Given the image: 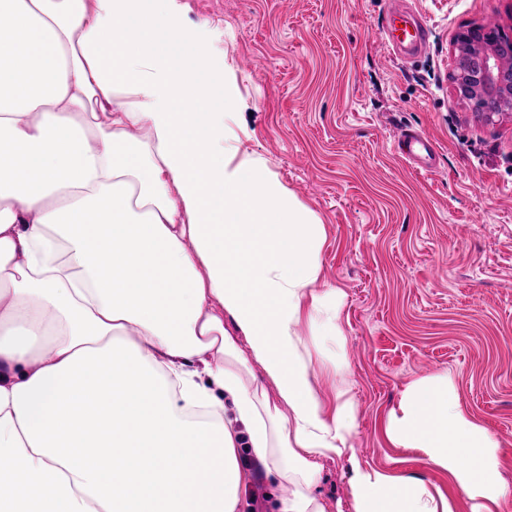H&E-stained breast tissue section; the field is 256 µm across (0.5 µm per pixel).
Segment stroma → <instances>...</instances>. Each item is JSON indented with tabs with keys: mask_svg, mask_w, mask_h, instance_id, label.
Segmentation results:
<instances>
[{
	"mask_svg": "<svg viewBox=\"0 0 512 512\" xmlns=\"http://www.w3.org/2000/svg\"><path fill=\"white\" fill-rule=\"evenodd\" d=\"M177 3L235 89L229 151L264 159L325 228L362 461L447 485L383 432L405 387L445 369L512 484V112H474L450 80L455 32L512 37V0H410L430 30L413 63L385 42L393 0ZM405 128L436 145L431 172L396 152Z\"/></svg>",
	"mask_w": 512,
	"mask_h": 512,
	"instance_id": "obj_1",
	"label": "stroma"
}]
</instances>
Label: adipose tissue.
Wrapping results in <instances>:
<instances>
[{
	"mask_svg": "<svg viewBox=\"0 0 512 512\" xmlns=\"http://www.w3.org/2000/svg\"><path fill=\"white\" fill-rule=\"evenodd\" d=\"M147 2L0 0V512H241L246 453L289 487L278 512H327L334 460L337 512H512L447 371L384 435L453 493L362 462L348 366L323 358L344 342L324 226L262 158L226 157L212 87L233 86ZM343 463L329 461L326 463L322 491L330 504V511L336 512V501L345 498V482L342 479Z\"/></svg>",
	"mask_w": 512,
	"mask_h": 512,
	"instance_id": "ef3b65f1",
	"label": "adipose tissue"
}]
</instances>
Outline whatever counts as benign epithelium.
I'll return each mask as SVG.
<instances>
[{"mask_svg":"<svg viewBox=\"0 0 512 512\" xmlns=\"http://www.w3.org/2000/svg\"><path fill=\"white\" fill-rule=\"evenodd\" d=\"M469 46L480 57L479 66L467 74L464 82L454 84L457 99L468 93L512 99V41L500 42L495 30L482 25H471L456 32L452 38L455 60L461 50Z\"/></svg>","mask_w":512,"mask_h":512,"instance_id":"obj_1","label":"benign epithelium"}]
</instances>
